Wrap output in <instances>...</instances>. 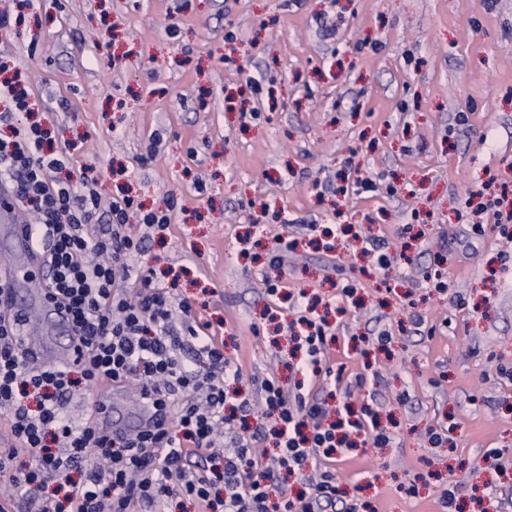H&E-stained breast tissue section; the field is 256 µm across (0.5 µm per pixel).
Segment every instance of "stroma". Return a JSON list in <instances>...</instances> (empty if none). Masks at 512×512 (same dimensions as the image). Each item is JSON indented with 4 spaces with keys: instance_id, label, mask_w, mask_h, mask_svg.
<instances>
[{
    "instance_id": "obj_1",
    "label": "stroma",
    "mask_w": 512,
    "mask_h": 512,
    "mask_svg": "<svg viewBox=\"0 0 512 512\" xmlns=\"http://www.w3.org/2000/svg\"><path fill=\"white\" fill-rule=\"evenodd\" d=\"M1 48L56 146H71L73 179L90 166L103 197L177 199L144 259L178 272L177 297L222 337L253 407L291 336L262 277L326 301L355 281L360 303L328 363L347 382L366 373L356 402L393 434L334 465L359 512H442L451 481L459 512H512V380L497 373L512 368V242L493 229L464 239L469 190L512 184V0H33ZM250 77L257 120L227 102ZM352 167L375 191L338 193ZM339 224L406 264L385 274L360 243L312 245ZM279 235L298 246L271 268ZM438 268L453 282L444 294L426 281ZM384 329L388 352L352 349ZM442 425L448 442L431 447Z\"/></svg>"
}]
</instances>
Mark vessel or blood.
<instances>
[{
    "instance_id": "obj_1",
    "label": "vessel or blood",
    "mask_w": 512,
    "mask_h": 512,
    "mask_svg": "<svg viewBox=\"0 0 512 512\" xmlns=\"http://www.w3.org/2000/svg\"><path fill=\"white\" fill-rule=\"evenodd\" d=\"M0 228L10 242L9 255L1 262L7 271L5 311L11 317L21 318L30 304H37L45 330L40 335L23 336V346L31 360L65 365L74 355L71 319L63 306L49 300L44 282L34 279L32 269L40 265L41 255L32 243L28 226L16 221L12 201L6 195L0 197ZM120 395L119 388L106 385L97 397L102 408L98 420L106 430L126 436L153 424L154 412L147 404L131 414L114 412L113 403Z\"/></svg>"
}]
</instances>
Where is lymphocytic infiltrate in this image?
Segmentation results:
<instances>
[{"label":"lymphocytic infiltrate","mask_w":512,"mask_h":512,"mask_svg":"<svg viewBox=\"0 0 512 512\" xmlns=\"http://www.w3.org/2000/svg\"><path fill=\"white\" fill-rule=\"evenodd\" d=\"M31 114L26 92L1 81L0 124L14 135L0 138V188L36 215L31 236L44 283L70 315L75 356L60 367L34 365L0 313V420L14 441L0 449V475L37 512H168L187 500L207 512H358L328 464L340 447L380 448L392 434L370 405L352 401L366 375L345 384L328 365L327 317L298 294L301 380L288 393L278 378L266 379L259 414L249 401L231 402L226 382L241 372L223 341L189 300L175 299L156 267L139 260L148 235L168 230L175 198L146 211L128 195L103 199L95 177L61 179L72 156L47 147L49 132ZM107 382L135 387L154 425L115 438L96 418L78 425L65 418L75 387ZM269 440L270 453L261 449ZM282 470L301 483L296 496H286Z\"/></svg>","instance_id":"f902f5d3"}]
</instances>
